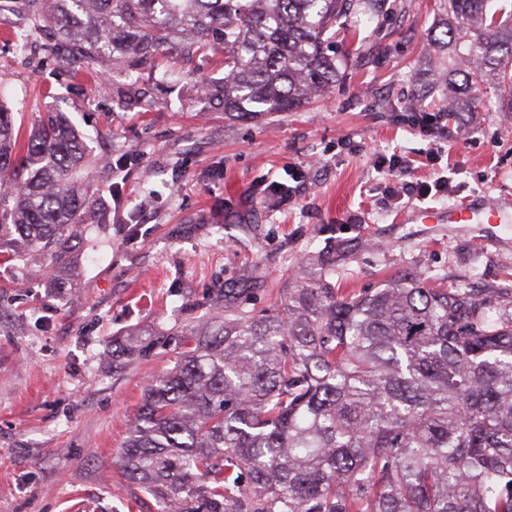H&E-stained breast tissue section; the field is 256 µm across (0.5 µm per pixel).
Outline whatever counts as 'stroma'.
<instances>
[{
	"label": "stroma",
	"mask_w": 512,
	"mask_h": 512,
	"mask_svg": "<svg viewBox=\"0 0 512 512\" xmlns=\"http://www.w3.org/2000/svg\"><path fill=\"white\" fill-rule=\"evenodd\" d=\"M26 23L17 0H0V91L24 126L52 109L70 117L102 161L90 188L112 219L82 225L76 268L55 278L41 257L31 274L0 263V512H155L118 464L145 384L167 368L150 355L113 372L112 341L133 329L216 313L231 288L240 307L273 308L311 255L339 243L352 247L340 289L406 270L448 289L512 288V250L474 224L403 222L375 167L395 154L415 179L448 175L450 192L428 201L437 209L512 201V112L493 95L454 113L448 134L416 124L448 107L444 0H355L330 90L253 117L200 95L199 76L223 73V47L99 77L57 63L42 34L15 51L9 35ZM273 181L295 196L265 197Z\"/></svg>",
	"instance_id": "1"
}]
</instances>
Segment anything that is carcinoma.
<instances>
[{"instance_id": "1", "label": "carcinoma", "mask_w": 512, "mask_h": 512, "mask_svg": "<svg viewBox=\"0 0 512 512\" xmlns=\"http://www.w3.org/2000/svg\"><path fill=\"white\" fill-rule=\"evenodd\" d=\"M353 0H23L27 26L73 63L107 67L224 45L199 84L224 111L293 112L340 72ZM489 0H447L450 73L512 112V25ZM95 157L61 112L21 135L0 100V255L67 262L73 224L106 223L79 182ZM342 244L265 313L136 329L160 349L120 466L156 512H512V288H436L408 272L342 292Z\"/></svg>"}]
</instances>
